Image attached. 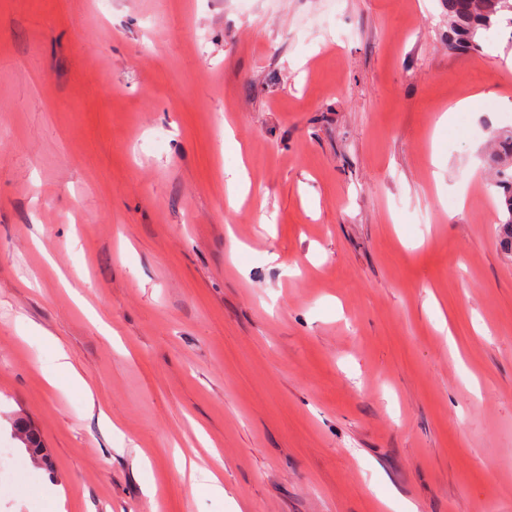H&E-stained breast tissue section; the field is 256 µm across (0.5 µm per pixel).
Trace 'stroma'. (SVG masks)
Segmentation results:
<instances>
[{
  "instance_id": "35a3bbf8",
  "label": "stroma",
  "mask_w": 512,
  "mask_h": 512,
  "mask_svg": "<svg viewBox=\"0 0 512 512\" xmlns=\"http://www.w3.org/2000/svg\"><path fill=\"white\" fill-rule=\"evenodd\" d=\"M494 55L441 0H0V512H512ZM14 437L24 446L26 453L37 462H46L47 454L41 436L34 425L25 417L14 421ZM191 467V479L194 481L192 485H197V476L203 481V485L208 489V491L216 496H223L224 494V485L222 484L219 476L215 474L210 469L198 465L196 462L192 461L190 463Z\"/></svg>"
}]
</instances>
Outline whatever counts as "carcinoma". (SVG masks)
<instances>
[{
	"instance_id": "cac0c4a2",
	"label": "carcinoma",
	"mask_w": 512,
	"mask_h": 512,
	"mask_svg": "<svg viewBox=\"0 0 512 512\" xmlns=\"http://www.w3.org/2000/svg\"><path fill=\"white\" fill-rule=\"evenodd\" d=\"M443 5L448 18V46L452 48L477 51L481 48L480 39L504 26L512 29V0H443ZM493 141L499 164L495 186L503 190L498 223L512 239V131L496 133ZM14 437L31 459L47 460L41 436L27 418H16Z\"/></svg>"
}]
</instances>
